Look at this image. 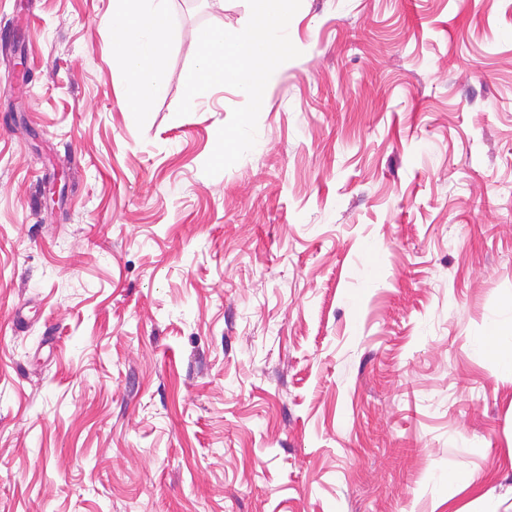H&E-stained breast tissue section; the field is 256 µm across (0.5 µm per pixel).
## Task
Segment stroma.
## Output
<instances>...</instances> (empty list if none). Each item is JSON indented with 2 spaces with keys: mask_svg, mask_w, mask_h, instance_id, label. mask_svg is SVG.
<instances>
[{
  "mask_svg": "<svg viewBox=\"0 0 512 512\" xmlns=\"http://www.w3.org/2000/svg\"><path fill=\"white\" fill-rule=\"evenodd\" d=\"M110 9L0 0V512H512V0H301L215 176L246 0H172L146 112ZM473 347L479 351L489 352L497 357L500 372L504 379L512 381V336H479L474 339ZM485 476L473 475L470 474L468 476L456 479L454 481L453 490L448 493V512H469L460 508H456L453 505V500L460 494L465 492H476L479 491L481 485L483 484Z\"/></svg>",
  "mask_w": 512,
  "mask_h": 512,
  "instance_id": "stroma-1",
  "label": "stroma"
}]
</instances>
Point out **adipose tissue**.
I'll return each mask as SVG.
<instances>
[{
    "mask_svg": "<svg viewBox=\"0 0 512 512\" xmlns=\"http://www.w3.org/2000/svg\"><path fill=\"white\" fill-rule=\"evenodd\" d=\"M171 0H112L104 23L121 51L114 63L129 88L132 111H148L165 89L163 61L174 44L168 29Z\"/></svg>",
    "mask_w": 512,
    "mask_h": 512,
    "instance_id": "1",
    "label": "adipose tissue"
}]
</instances>
